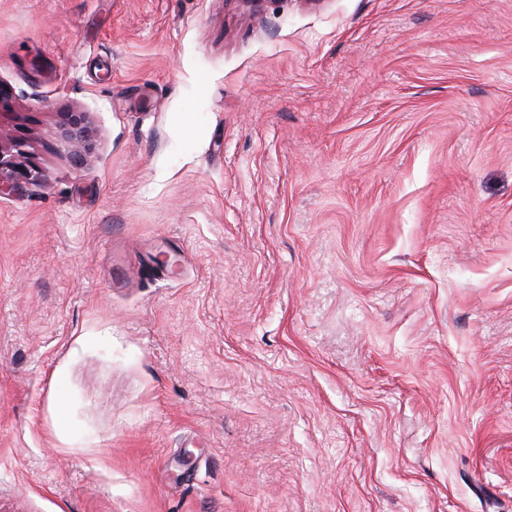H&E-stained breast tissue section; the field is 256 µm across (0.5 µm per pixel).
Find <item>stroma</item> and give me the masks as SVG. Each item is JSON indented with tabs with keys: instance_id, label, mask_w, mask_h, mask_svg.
Returning <instances> with one entry per match:
<instances>
[{
	"instance_id": "stroma-1",
	"label": "stroma",
	"mask_w": 512,
	"mask_h": 512,
	"mask_svg": "<svg viewBox=\"0 0 512 512\" xmlns=\"http://www.w3.org/2000/svg\"><path fill=\"white\" fill-rule=\"evenodd\" d=\"M0 83V512H512V0H0Z\"/></svg>"
}]
</instances>
